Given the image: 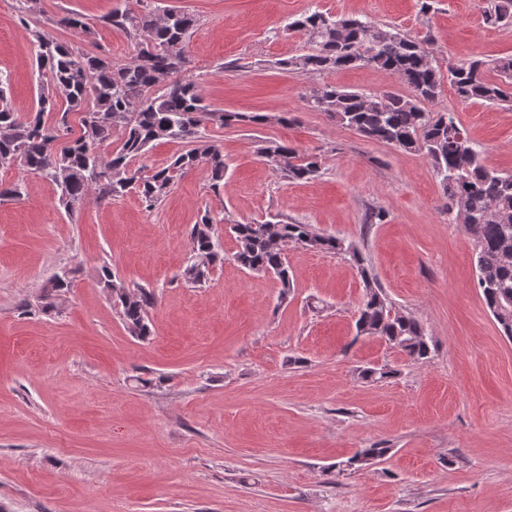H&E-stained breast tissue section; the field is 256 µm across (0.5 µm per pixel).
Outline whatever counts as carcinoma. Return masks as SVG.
<instances>
[{
	"label": "carcinoma",
	"instance_id": "cac0c4a2",
	"mask_svg": "<svg viewBox=\"0 0 512 512\" xmlns=\"http://www.w3.org/2000/svg\"><path fill=\"white\" fill-rule=\"evenodd\" d=\"M487 25L512 22V0H482ZM113 29L134 44L130 60L117 63L103 53H89L63 43L50 32L32 31L35 59L41 75L61 96L39 94L33 111L20 115L6 96L8 77L0 74V166H16L54 185L59 204L68 212L92 195L115 200L134 191L153 206L174 181L203 167L213 186L224 180L223 149L207 134V125L297 122L283 112L267 115L218 111L206 103L195 82L179 76L185 49L197 18L176 9L117 6L107 17ZM57 25L87 35L90 27L73 15ZM302 33L310 51L280 62L282 67L312 75L356 66H370L394 75L405 91L367 95L330 83L317 85L305 96L308 108L322 112L336 124L361 137L391 148L424 155L439 182L445 208L452 220L465 226L478 246V287L490 314L504 336L512 338V172L488 167L483 150L460 123L448 126V113L433 105L449 85L464 102L498 105L512 102V55L491 63L469 58L442 67L432 42L396 27L378 25L355 16H332L310 11L287 24ZM497 72L491 80L485 72ZM80 115L79 134H73L70 116ZM121 132L118 146L112 135ZM180 141L188 149L163 167H134L151 143ZM259 156L289 180L306 182L324 167L321 154L300 152L279 142L259 148ZM217 220L206 211L194 225L191 250L182 277L194 284L224 262ZM230 231L237 243L235 261L248 271L270 274L288 296L292 271L286 251L290 246L343 254L357 268L364 285L358 308L356 335L377 336L407 359L423 362L434 349L421 323L392 308L384 290L370 275L364 258L351 243L323 235L309 224L277 217L262 223H236ZM99 283L109 292L128 332L142 340L152 335L149 311L156 295L146 288L130 289L105 266ZM72 286L71 272L54 275L39 295L40 310L57 309V301ZM390 449L380 443L358 449L336 463L337 473L354 471L384 458Z\"/></svg>",
	"mask_w": 512,
	"mask_h": 512
}]
</instances>
